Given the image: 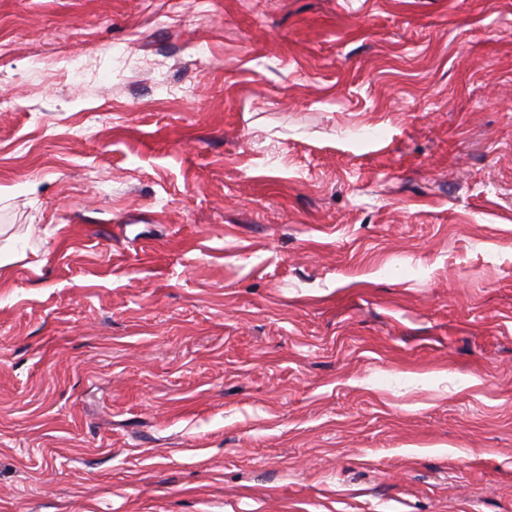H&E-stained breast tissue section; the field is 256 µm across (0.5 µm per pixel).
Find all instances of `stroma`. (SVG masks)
I'll return each instance as SVG.
<instances>
[{
  "instance_id": "35a3bbf8",
  "label": "stroma",
  "mask_w": 512,
  "mask_h": 512,
  "mask_svg": "<svg viewBox=\"0 0 512 512\" xmlns=\"http://www.w3.org/2000/svg\"><path fill=\"white\" fill-rule=\"evenodd\" d=\"M0 512H512V0H0Z\"/></svg>"
}]
</instances>
